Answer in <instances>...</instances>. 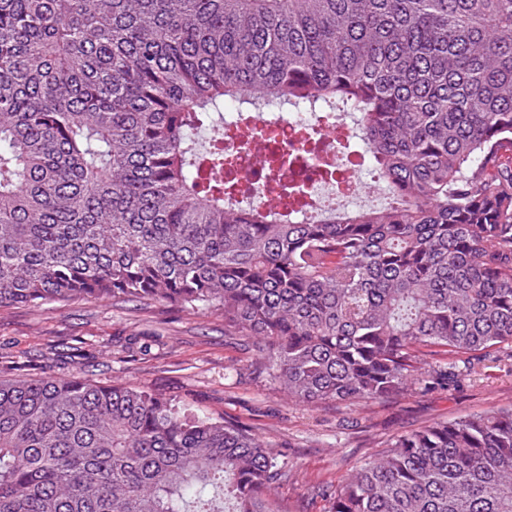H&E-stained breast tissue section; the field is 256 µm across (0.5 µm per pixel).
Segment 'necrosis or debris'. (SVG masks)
I'll return each instance as SVG.
<instances>
[{
  "label": "necrosis or debris",
  "mask_w": 512,
  "mask_h": 512,
  "mask_svg": "<svg viewBox=\"0 0 512 512\" xmlns=\"http://www.w3.org/2000/svg\"><path fill=\"white\" fill-rule=\"evenodd\" d=\"M349 127L305 112L250 111L224 127V178L248 189L251 203L278 206L280 186L293 187L300 208L352 192L353 168L343 156Z\"/></svg>",
  "instance_id": "1"
}]
</instances>
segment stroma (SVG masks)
Masks as SVG:
<instances>
[{"mask_svg":"<svg viewBox=\"0 0 512 512\" xmlns=\"http://www.w3.org/2000/svg\"><path fill=\"white\" fill-rule=\"evenodd\" d=\"M240 338L220 313L158 304L79 300L0 308V361L24 374L128 383L244 425L292 467L274 496L288 512H327L319 486L385 450L396 437L436 421L512 406V347L475 363L451 390L417 384L360 403H297L254 373Z\"/></svg>","mask_w":512,"mask_h":512,"instance_id":"1","label":"stroma"}]
</instances>
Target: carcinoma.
Segmentation results:
<instances>
[{
  "label": "carcinoma",
  "mask_w": 512,
  "mask_h": 512,
  "mask_svg": "<svg viewBox=\"0 0 512 512\" xmlns=\"http://www.w3.org/2000/svg\"><path fill=\"white\" fill-rule=\"evenodd\" d=\"M354 115L372 211L224 198L229 105ZM219 311L298 402L459 384L512 344V0H0V307ZM250 430L158 393L0 377V512H275ZM327 512H512V409L437 421Z\"/></svg>",
  "instance_id": "cac0c4a2"
}]
</instances>
